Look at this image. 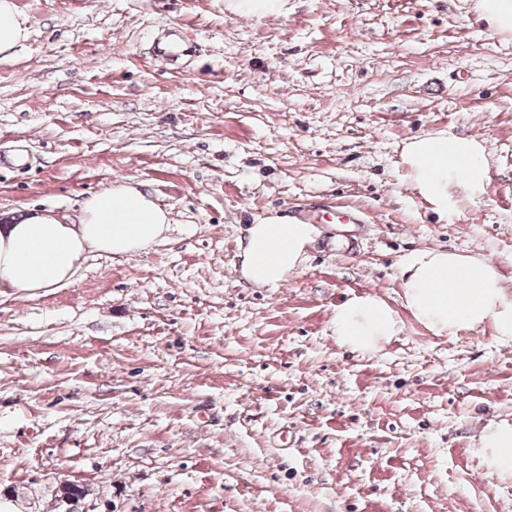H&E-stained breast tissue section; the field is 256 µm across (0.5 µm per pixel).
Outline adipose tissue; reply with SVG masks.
Wrapping results in <instances>:
<instances>
[{
  "label": "adipose tissue",
  "mask_w": 512,
  "mask_h": 512,
  "mask_svg": "<svg viewBox=\"0 0 512 512\" xmlns=\"http://www.w3.org/2000/svg\"><path fill=\"white\" fill-rule=\"evenodd\" d=\"M29 37L14 0H0V54L10 55ZM403 160L413 186L438 210L455 193L482 192L488 178L485 146L474 137L439 133L412 140ZM168 210L126 183L92 193L77 219L30 213L0 224V296L33 293L68 283L91 252L134 255L166 238ZM312 225L280 215L250 225L241 244L240 274L249 284L276 288L307 259ZM404 303L438 336L491 325L497 340L512 346V290L497 265L479 255L425 248L401 267ZM337 343L374 353L399 333L395 312L375 296L336 306ZM483 459L499 477H512V428L489 423L481 435Z\"/></svg>",
  "instance_id": "ef3b65f1"
}]
</instances>
